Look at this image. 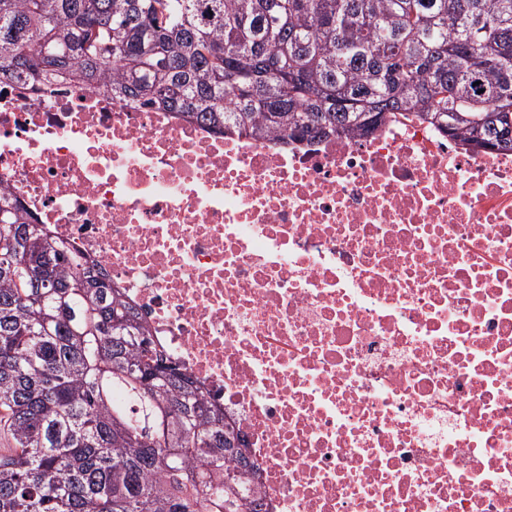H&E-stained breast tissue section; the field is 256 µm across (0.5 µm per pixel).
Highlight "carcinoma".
<instances>
[{"label": "carcinoma", "instance_id": "carcinoma-1", "mask_svg": "<svg viewBox=\"0 0 512 512\" xmlns=\"http://www.w3.org/2000/svg\"><path fill=\"white\" fill-rule=\"evenodd\" d=\"M101 88L223 133L394 111L512 152V0H0V82ZM94 264L0 189V512H258L224 407Z\"/></svg>", "mask_w": 512, "mask_h": 512}]
</instances>
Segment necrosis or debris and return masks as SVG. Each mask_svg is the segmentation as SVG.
<instances>
[{"instance_id":"necrosis-or-debris-1","label":"necrosis or debris","mask_w":512,"mask_h":512,"mask_svg":"<svg viewBox=\"0 0 512 512\" xmlns=\"http://www.w3.org/2000/svg\"><path fill=\"white\" fill-rule=\"evenodd\" d=\"M0 186L223 405L261 512H512V153L285 147L0 84Z\"/></svg>"}]
</instances>
